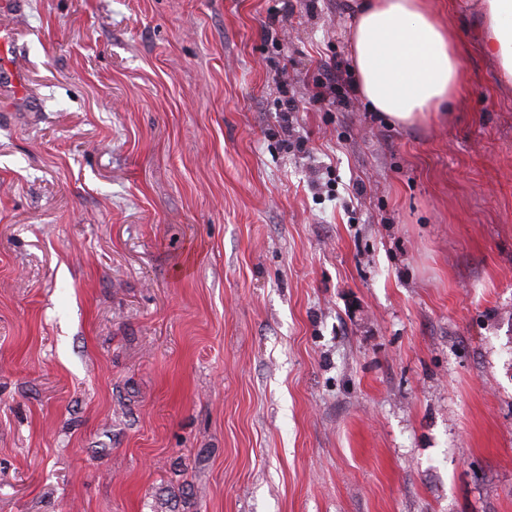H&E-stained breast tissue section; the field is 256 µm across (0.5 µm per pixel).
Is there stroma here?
Listing matches in <instances>:
<instances>
[{"mask_svg": "<svg viewBox=\"0 0 512 512\" xmlns=\"http://www.w3.org/2000/svg\"><path fill=\"white\" fill-rule=\"evenodd\" d=\"M360 2L0 0V512H512V82L315 100Z\"/></svg>", "mask_w": 512, "mask_h": 512, "instance_id": "stroma-1", "label": "stroma"}]
</instances>
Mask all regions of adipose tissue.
<instances>
[{
	"instance_id": "1",
	"label": "adipose tissue",
	"mask_w": 512,
	"mask_h": 512,
	"mask_svg": "<svg viewBox=\"0 0 512 512\" xmlns=\"http://www.w3.org/2000/svg\"><path fill=\"white\" fill-rule=\"evenodd\" d=\"M476 6L487 25L481 48L511 79L512 0H477ZM350 50L362 99L396 122L412 123L459 93L461 46L453 25L425 0H372L354 18Z\"/></svg>"
}]
</instances>
